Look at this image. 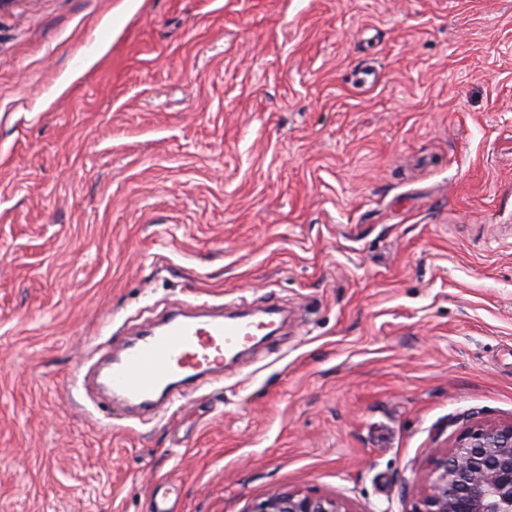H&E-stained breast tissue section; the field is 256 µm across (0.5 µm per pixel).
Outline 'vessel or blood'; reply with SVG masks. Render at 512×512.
<instances>
[{
  "label": "vessel or blood",
  "mask_w": 512,
  "mask_h": 512,
  "mask_svg": "<svg viewBox=\"0 0 512 512\" xmlns=\"http://www.w3.org/2000/svg\"><path fill=\"white\" fill-rule=\"evenodd\" d=\"M279 313L275 305L260 320L248 313L167 309L110 357L105 391L146 412L168 409L195 392L205 376L223 371L229 353L272 331Z\"/></svg>",
  "instance_id": "1"
}]
</instances>
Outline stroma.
I'll use <instances>...</instances> for the list:
<instances>
[{"instance_id":"1","label":"stroma","mask_w":512,"mask_h":512,"mask_svg":"<svg viewBox=\"0 0 512 512\" xmlns=\"http://www.w3.org/2000/svg\"><path fill=\"white\" fill-rule=\"evenodd\" d=\"M288 333L143 421L155 308ZM512 420V0H0V512H407ZM252 512H351L336 498L301 490L275 489Z\"/></svg>"}]
</instances>
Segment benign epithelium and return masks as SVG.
<instances>
[{
    "label": "benign epithelium",
    "instance_id": "obj_1",
    "mask_svg": "<svg viewBox=\"0 0 512 512\" xmlns=\"http://www.w3.org/2000/svg\"><path fill=\"white\" fill-rule=\"evenodd\" d=\"M252 512H352L336 498L275 489ZM409 512H512V421L475 422L434 454Z\"/></svg>",
    "mask_w": 512,
    "mask_h": 512
}]
</instances>
